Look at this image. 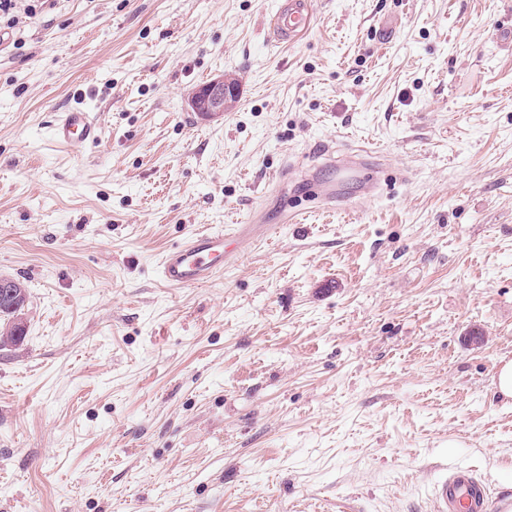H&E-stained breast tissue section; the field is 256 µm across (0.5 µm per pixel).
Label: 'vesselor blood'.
Instances as JSON below:
<instances>
[{"label": "vessel or blood", "instance_id": "1", "mask_svg": "<svg viewBox=\"0 0 512 512\" xmlns=\"http://www.w3.org/2000/svg\"><path fill=\"white\" fill-rule=\"evenodd\" d=\"M313 14L309 0H278L271 18L270 39L275 44H292L308 34ZM103 128L95 113L75 106L55 113L51 124L53 140L84 153L102 141ZM235 250L223 230L189 232L182 245L168 250L160 261V277L167 285L192 288L223 272ZM433 512H512V497L490 499L472 470L454 468L434 484Z\"/></svg>", "mask_w": 512, "mask_h": 512}]
</instances>
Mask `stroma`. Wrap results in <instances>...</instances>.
I'll return each instance as SVG.
<instances>
[{
  "instance_id": "stroma-1",
  "label": "stroma",
  "mask_w": 512,
  "mask_h": 512,
  "mask_svg": "<svg viewBox=\"0 0 512 512\" xmlns=\"http://www.w3.org/2000/svg\"><path fill=\"white\" fill-rule=\"evenodd\" d=\"M310 3L279 47L275 0H21L0 29V274L29 293L0 512H430L455 467L512 494V0ZM223 74L233 108L192 112ZM77 104L82 156L50 133ZM367 145L380 187L326 210L304 169ZM250 215L211 282L161 281ZM52 139L59 145L85 153L102 141L103 128L96 114L82 107L56 112L51 124ZM224 230L192 231L182 245L169 249L160 261V277L169 286L192 288L224 271L236 252Z\"/></svg>"
}]
</instances>
